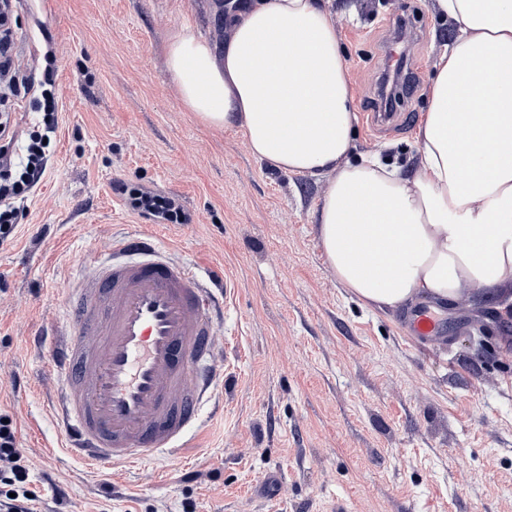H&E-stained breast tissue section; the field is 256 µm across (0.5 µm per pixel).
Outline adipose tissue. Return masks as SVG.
Instances as JSON below:
<instances>
[{
	"instance_id": "1",
	"label": "adipose tissue",
	"mask_w": 512,
	"mask_h": 512,
	"mask_svg": "<svg viewBox=\"0 0 512 512\" xmlns=\"http://www.w3.org/2000/svg\"><path fill=\"white\" fill-rule=\"evenodd\" d=\"M460 25L432 64L414 173L351 160L359 122L322 0H218L228 37L176 30L166 65L184 107L243 129L274 168L322 175L316 233L337 282L363 306L455 301L504 309L512 290V0H432Z\"/></svg>"
}]
</instances>
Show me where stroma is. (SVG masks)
<instances>
[{"mask_svg": "<svg viewBox=\"0 0 512 512\" xmlns=\"http://www.w3.org/2000/svg\"><path fill=\"white\" fill-rule=\"evenodd\" d=\"M431 0H329L359 115L354 155L412 168L432 59L457 31ZM214 0H11V67L0 97L25 142L36 114L12 82L39 87L55 55L58 123L47 169L0 244V411L9 414L42 512H512V314L474 290L437 306L445 336L420 343L402 310L362 307L332 275L314 230L327 181L258 160L241 130L187 111L165 66L182 25L218 42ZM417 86L404 118L371 120L389 40ZM175 200V252L224 267V412L204 447L116 483L64 452L48 413L56 383L30 343L62 323L88 257L150 218L120 191Z\"/></svg>", "mask_w": 512, "mask_h": 512, "instance_id": "1", "label": "stroma"}]
</instances>
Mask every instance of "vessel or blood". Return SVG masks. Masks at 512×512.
Instances as JSON below:
<instances>
[{"instance_id":"b4317fda","label":"vessel or blood","mask_w":512,"mask_h":512,"mask_svg":"<svg viewBox=\"0 0 512 512\" xmlns=\"http://www.w3.org/2000/svg\"><path fill=\"white\" fill-rule=\"evenodd\" d=\"M223 319V294L157 231L114 236L109 259L71 289L59 334L41 337L45 368L60 382L53 412L63 448L116 480L160 452L186 453L224 383L214 340ZM439 326L428 309L411 315L420 339Z\"/></svg>"}]
</instances>
